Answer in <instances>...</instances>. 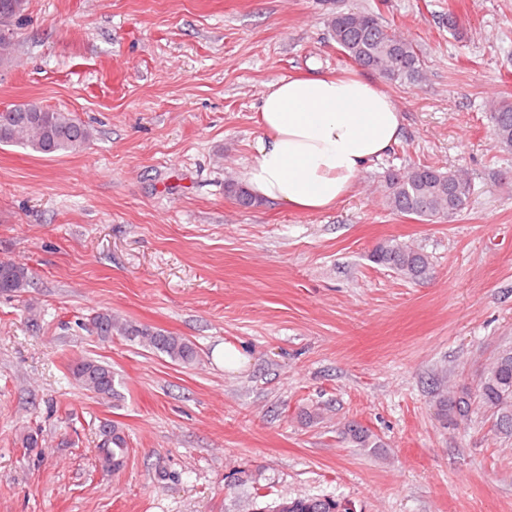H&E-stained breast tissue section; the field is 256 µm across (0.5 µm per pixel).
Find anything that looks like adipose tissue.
I'll return each mask as SVG.
<instances>
[{
    "label": "adipose tissue",
    "mask_w": 512,
    "mask_h": 512,
    "mask_svg": "<svg viewBox=\"0 0 512 512\" xmlns=\"http://www.w3.org/2000/svg\"><path fill=\"white\" fill-rule=\"evenodd\" d=\"M259 124L245 181L259 198L304 212L343 200L403 132L394 100L359 71L266 84Z\"/></svg>",
    "instance_id": "adipose-tissue-1"
}]
</instances>
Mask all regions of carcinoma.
Here are the masks:
<instances>
[{"label": "carcinoma", "mask_w": 512, "mask_h": 512, "mask_svg": "<svg viewBox=\"0 0 512 512\" xmlns=\"http://www.w3.org/2000/svg\"><path fill=\"white\" fill-rule=\"evenodd\" d=\"M27 0H0V68L14 60L16 24L25 18ZM331 38L354 63L376 73L389 83L414 85L424 80V60L408 38L384 24L375 11L337 12L327 18ZM491 122L496 145L512 148V103L492 105ZM92 130L71 112L50 110L35 101L15 104L0 111V145H17L45 156L75 151L90 143ZM227 192L246 208L259 205L252 194L234 183ZM472 193V180L463 169L443 171L428 165H413L388 174L384 200L393 213L425 223L450 220L461 212ZM371 258L394 269L402 278L421 280L430 274L428 256L414 246L390 239L377 246ZM31 273L21 264L0 261V294L19 293L29 286ZM91 332L108 341L120 336L139 346L165 354L172 361L190 365L198 360L196 345L182 336L165 334L148 326L134 325L110 311L91 318ZM75 381L101 398L117 395L111 367L92 359L73 363ZM479 402L492 412L494 431L512 438V347L500 349L483 368L476 385L459 384L439 398L441 412L456 421L468 416L472 403ZM102 465L121 470L129 455L124 430L116 423H105L100 430ZM343 434L350 441L367 446L369 434L349 424ZM255 497L240 512H354L351 504L334 497L301 498L283 501L271 509L258 507Z\"/></svg>", "instance_id": "1"}]
</instances>
